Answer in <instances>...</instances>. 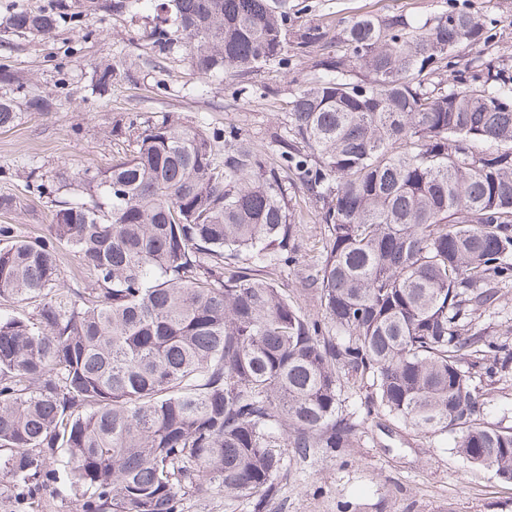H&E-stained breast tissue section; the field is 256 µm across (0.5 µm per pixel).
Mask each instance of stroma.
<instances>
[{"label": "stroma", "instance_id": "obj_1", "mask_svg": "<svg viewBox=\"0 0 512 512\" xmlns=\"http://www.w3.org/2000/svg\"><path fill=\"white\" fill-rule=\"evenodd\" d=\"M289 2L296 26L322 27L326 43L304 56L289 53L287 64H272L249 76V83L265 88L262 98L238 95L242 81L235 77L200 78L181 52L162 58L143 51L141 36L149 21L141 13L67 20L43 41L1 34L0 64L10 78L0 80V95L9 97L19 89L29 97L52 99L54 106L48 112L23 110L14 128L0 130V196L17 202L14 210L0 211V224L45 232L58 199L56 174L110 168L118 158L110 131L122 116L171 112L188 122L233 125L263 146L289 112L298 81L327 46L342 38L349 19L369 13L423 20L445 5V0ZM456 5L486 22L488 43L476 45L475 53L512 76V0H456ZM105 61L117 62L122 76L97 93L96 70ZM288 199L304 211L298 226L299 262L278 275L277 285L296 305L313 312L316 294L301 281L316 259L311 245L321 236L319 206L295 177ZM472 324L512 345L511 283L500 286L494 307L474 316ZM473 381L491 393L486 421L512 427V373L490 377L478 371ZM278 482L281 490L268 512H512V482L463 462L452 435L423 438L381 414L365 419L352 446L289 460Z\"/></svg>", "mask_w": 512, "mask_h": 512}]
</instances>
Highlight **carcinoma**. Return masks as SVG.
Listing matches in <instances>:
<instances>
[{"label": "carcinoma", "instance_id": "obj_1", "mask_svg": "<svg viewBox=\"0 0 512 512\" xmlns=\"http://www.w3.org/2000/svg\"><path fill=\"white\" fill-rule=\"evenodd\" d=\"M149 2L55 0L7 28L49 39L68 17ZM170 2L149 45L176 25L202 78L285 65L288 42L326 36L294 29L287 0ZM483 30L458 7L357 16L265 147L233 125L122 117L129 154L56 175L89 201H60L45 235L0 224V303L34 304L0 312V475L28 512L45 488L76 512H186L212 490L266 512L288 449L352 445V380L365 416L451 433L466 461L512 477V430L485 422L472 382L512 367L507 343L472 330L512 282V77L483 59L480 79L443 80ZM19 119L0 96V129ZM290 173L324 226L312 314L270 277L300 249ZM63 253L84 284L65 286Z\"/></svg>", "mask_w": 512, "mask_h": 512}]
</instances>
